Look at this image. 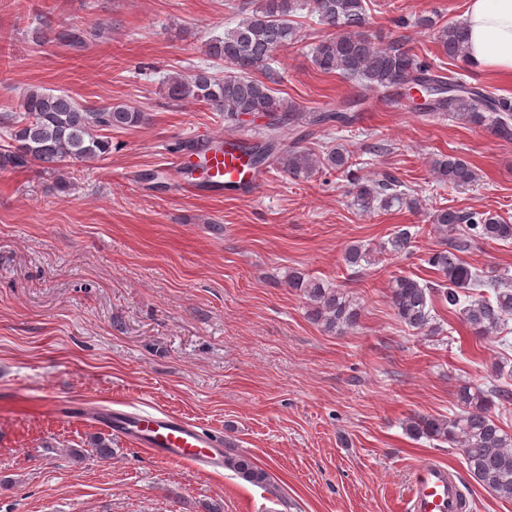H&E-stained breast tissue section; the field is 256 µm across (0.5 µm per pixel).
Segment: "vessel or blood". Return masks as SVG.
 I'll list each match as a JSON object with an SVG mask.
<instances>
[{
	"label": "vessel or blood",
	"mask_w": 512,
	"mask_h": 512,
	"mask_svg": "<svg viewBox=\"0 0 512 512\" xmlns=\"http://www.w3.org/2000/svg\"><path fill=\"white\" fill-rule=\"evenodd\" d=\"M211 175L206 185L189 186V193L221 194L225 189L253 188L260 175L243 152L228 147L210 153ZM104 424L113 433L132 437L136 444L170 462H191L199 466L220 467L224 457L221 436L197 423L165 412L127 413L108 409ZM409 512H464L465 503L456 472L449 467L426 462L415 472L413 493L407 503Z\"/></svg>",
	"instance_id": "obj_1"
}]
</instances>
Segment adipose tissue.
I'll use <instances>...</instances> for the list:
<instances>
[{
	"label": "adipose tissue",
	"instance_id": "1",
	"mask_svg": "<svg viewBox=\"0 0 512 512\" xmlns=\"http://www.w3.org/2000/svg\"><path fill=\"white\" fill-rule=\"evenodd\" d=\"M459 23L468 64L475 70L512 76V0H467Z\"/></svg>",
	"mask_w": 512,
	"mask_h": 512
}]
</instances>
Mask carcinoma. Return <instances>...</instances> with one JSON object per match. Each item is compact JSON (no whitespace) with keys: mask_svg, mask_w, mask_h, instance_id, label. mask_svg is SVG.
I'll use <instances>...</instances> for the list:
<instances>
[{"mask_svg":"<svg viewBox=\"0 0 512 512\" xmlns=\"http://www.w3.org/2000/svg\"><path fill=\"white\" fill-rule=\"evenodd\" d=\"M257 6L224 35L205 43V53L226 62L232 72L217 77L209 68H199L190 76L175 74L165 83L166 97L172 101L194 99L236 128L245 127V115L265 112L270 122L254 130L257 141L240 142L236 147L249 157V165L263 169L274 161L277 169L292 178H310L327 170L349 178L356 205L370 213L412 205V199L391 178L363 179L352 169L350 156L333 148L317 154L299 143L283 144L286 130L299 124L329 125L351 123L347 106L327 112H303L297 105L273 94L268 83H278L272 67L275 52L296 38L291 17L305 7L326 31L313 50L312 61L324 74L374 92H387L385 104L403 105L414 112H446L471 124H487L505 137H512V99L496 97L488 91L465 84L443 73L403 43L379 45L365 31L368 23L367 0H256ZM79 46L83 31L69 26L62 32L43 34ZM451 60L466 58L465 38L454 23L434 33ZM260 71L264 79L253 76ZM21 112L0 113V128L10 140L0 153V167L23 169L38 164L43 171L58 174L57 189L69 188L67 163L89 162L109 150L110 143L98 137L100 130L136 127L146 121V113L117 105L106 110L82 106L70 96L34 87L25 95ZM437 180L464 188L476 181L471 164L450 154L434 161ZM435 231L448 236L446 247L427 257V263L440 273L443 283H422L410 276L396 277L391 286V302L400 322L408 328L432 336L439 333L434 323V299L448 303V311L458 315L479 338L502 333L512 318V287L498 281H484L462 258L475 238L491 241L512 240V223L489 211L435 210ZM413 234L407 229L394 233L389 244L395 253H407ZM370 249L352 244L345 261L353 266L367 260ZM303 293L309 317L328 332H344L359 319L353 303L338 290L316 278L294 275L288 282ZM486 287L493 294L474 292ZM506 400L509 391L496 386L483 389L466 385L456 394L459 411L451 416L412 415L405 432L414 439L426 438L459 448L470 476L502 500L512 501V435L505 432L492 412L493 398ZM224 467L246 482L265 488L270 474L246 455L224 457Z\"/></svg>","mask_w":512,"mask_h":512,"instance_id":"cac0c4a2","label":"carcinoma"}]
</instances>
